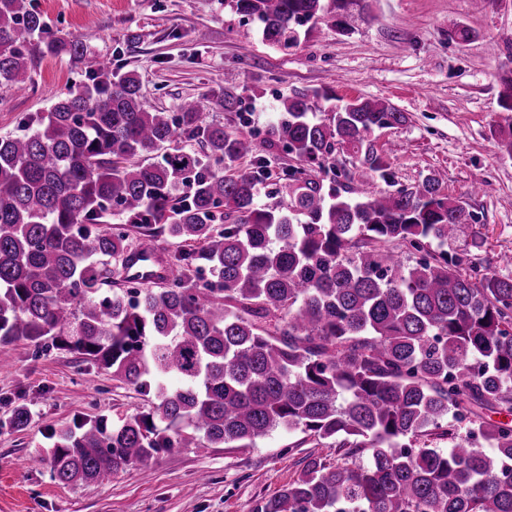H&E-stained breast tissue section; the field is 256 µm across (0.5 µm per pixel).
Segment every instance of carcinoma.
<instances>
[{"mask_svg": "<svg viewBox=\"0 0 512 512\" xmlns=\"http://www.w3.org/2000/svg\"><path fill=\"white\" fill-rule=\"evenodd\" d=\"M361 2L224 7L286 51L308 23L344 30ZM46 56L79 62L84 46L27 0H0V85L33 83ZM329 100L279 99L264 145L296 160L280 173L251 135L206 120L240 111L235 94L164 112L110 61L0 137V343L49 340L154 398L117 424L75 416L44 458L53 480L100 484L173 448H249L285 429L368 461L313 457L262 512H512V423L485 417L512 414V275L432 250L474 215L437 175L396 187L371 135L406 113L365 97L322 109ZM500 107L512 156V75ZM344 150L360 178L336 170L345 183L324 185L314 171ZM267 183L276 201L261 204ZM132 235L159 250L164 284L125 276ZM114 276L130 287L109 290ZM30 418L18 404L10 426ZM432 435L454 446L414 447Z\"/></svg>", "mask_w": 512, "mask_h": 512, "instance_id": "carcinoma-1", "label": "carcinoma"}]
</instances>
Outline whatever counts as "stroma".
<instances>
[{"mask_svg":"<svg viewBox=\"0 0 512 512\" xmlns=\"http://www.w3.org/2000/svg\"><path fill=\"white\" fill-rule=\"evenodd\" d=\"M50 28L79 38L82 61L45 57L26 90L0 87V136L21 131L26 116L49 112L56 96L83 80L98 60L135 71L142 94L173 112L187 98L224 88L242 111L214 120L263 139L280 96L317 89L349 100H386L405 125L383 129L374 144L403 186L431 174L452 197L472 196L475 220L454 251L474 250L484 270L512 272V158L500 151L502 78L512 69V0H367L347 33L314 28L299 47L277 50L257 22H243L224 0H30ZM475 31L457 40L456 25ZM205 41H197L198 31ZM28 426L0 429V512H258L297 478L307 457L335 460L332 448L301 444V432L276 430L250 448H180L129 467L99 485H62L37 457L51 433L77 415L118 422L147 401L132 387L74 354L31 343L0 345V420L15 405Z\"/></svg>","mask_w":512,"mask_h":512,"instance_id":"stroma-1","label":"stroma"}]
</instances>
